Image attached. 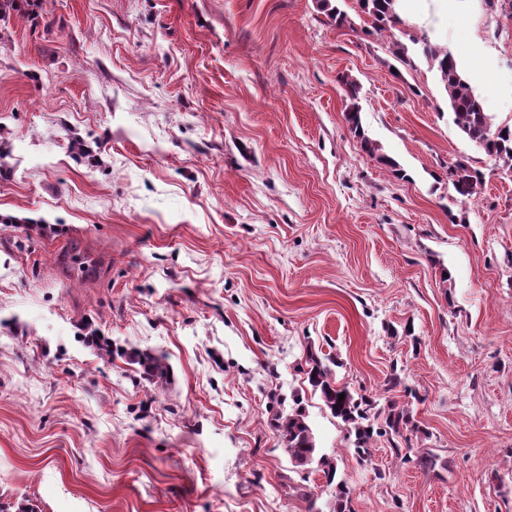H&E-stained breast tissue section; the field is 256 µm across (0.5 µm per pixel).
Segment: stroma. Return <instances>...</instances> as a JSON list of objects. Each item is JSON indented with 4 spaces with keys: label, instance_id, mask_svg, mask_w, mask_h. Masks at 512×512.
Instances as JSON below:
<instances>
[{
    "label": "stroma",
    "instance_id": "35a3bbf8",
    "mask_svg": "<svg viewBox=\"0 0 512 512\" xmlns=\"http://www.w3.org/2000/svg\"><path fill=\"white\" fill-rule=\"evenodd\" d=\"M341 6L339 27L318 0H0V512H332L271 424L294 394L351 512H512V177L429 61ZM401 17L512 123L507 0ZM343 73L408 180L350 133ZM460 159L486 177L463 204ZM311 350L409 404L406 455L355 452ZM88 344L93 345L101 357L113 359L116 357L127 358L128 361L137 364L145 379L156 383L167 382L170 376V366L162 353H155L149 350H131L124 348H113L112 340L99 335L87 336Z\"/></svg>",
    "mask_w": 512,
    "mask_h": 512
}]
</instances>
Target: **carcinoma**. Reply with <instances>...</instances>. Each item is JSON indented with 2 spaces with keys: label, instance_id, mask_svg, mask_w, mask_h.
<instances>
[{
  "label": "carcinoma",
  "instance_id": "obj_1",
  "mask_svg": "<svg viewBox=\"0 0 512 512\" xmlns=\"http://www.w3.org/2000/svg\"><path fill=\"white\" fill-rule=\"evenodd\" d=\"M319 8L336 23L343 26L348 22L347 14L334 4V0H318ZM398 0H358L361 13L367 15L372 28L385 32L399 21L397 13ZM412 42L422 46L425 57L432 63L440 75L441 83L448 97V104L455 116L454 122L463 135L476 145L484 154L502 167L512 170V124H495L493 117L484 111L482 103L475 94L471 84L458 66L451 52L434 44L423 34ZM342 89L350 100L345 111V120L350 131L359 140L362 151L373 156L378 151L376 143L370 139L363 128L360 110L356 103L357 84L347 76L339 77ZM455 193L465 203L477 198L485 184V173L465 160H458L448 169ZM87 343L93 345L99 355L113 359L125 358L140 367L143 377L156 383L169 379L170 366L162 353L149 350L127 351L112 345V340L99 335L87 337ZM306 380L313 392L330 411L331 415L341 420L349 435L354 437V445L360 453H366L373 439L374 421L371 420L372 401L355 397L348 388L336 385L332 369L318 355L309 353L305 361ZM344 400H339V394ZM291 410L279 409L272 421L280 433L285 452L295 467L304 468L313 461H318L325 468V474L333 476L336 468L326 457L315 458L317 447L311 427L307 422L305 408L298 397H293ZM384 432L401 436L404 432H414L417 426L412 422L408 404L397 406L393 403L384 418Z\"/></svg>",
  "mask_w": 512,
  "mask_h": 512
}]
</instances>
